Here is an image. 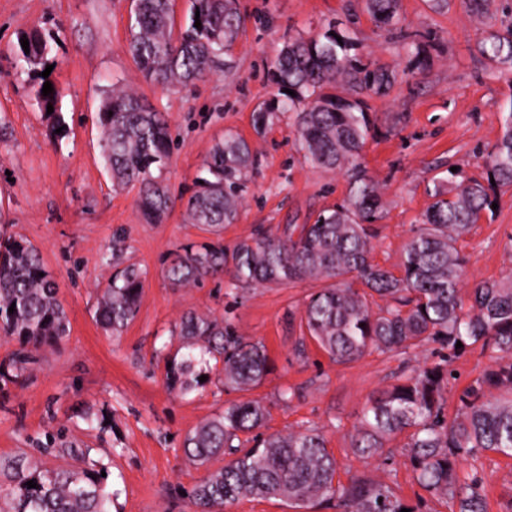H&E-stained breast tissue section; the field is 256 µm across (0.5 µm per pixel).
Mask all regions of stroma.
Wrapping results in <instances>:
<instances>
[{"label":"stroma","instance_id":"stroma-1","mask_svg":"<svg viewBox=\"0 0 512 512\" xmlns=\"http://www.w3.org/2000/svg\"><path fill=\"white\" fill-rule=\"evenodd\" d=\"M237 6L245 27L229 71L163 89L145 82L127 51L131 0H0V228L40 249L71 322L59 344L32 350L19 382L0 387V455L23 451L56 468L66 458L40 455V448L88 446L110 465L118 492L112 512H189L184 493L206 470L186 460L185 436L249 397L269 411L264 433L320 426L339 474L394 484L420 512H448L416 483L404 436L387 446L395 457L389 468L350 452L368 399L395 381L406 356L372 349L339 364L314 341H302L300 316L319 282L269 284L235 296L224 288L228 275L176 288L166 270L188 246L218 243L229 251L260 232L279 235L287 225L314 223L345 198V174L305 161L293 115L260 134L250 124L254 109L275 91L268 68L284 41L315 34L331 20L350 23L362 52L398 73L387 96L369 101L375 128L360 159L384 201L373 224L372 257L397 270L430 203L432 178L454 166L465 177L482 178L512 112V69L491 65L479 52L490 34L512 29V0H493L482 16L469 0H448L442 11L430 0H401L394 32L375 26L364 0H237ZM35 29L55 40L49 80L66 123L59 140L50 137V121L31 97V74L17 64L23 35ZM401 30L428 36L426 69L397 53ZM115 83L143 95L167 119L175 145L164 176L174 193L191 194L203 159L226 130L248 141L258 169L235 223L211 234L188 223L179 202L162 223L150 224L136 191L113 187L97 112L103 90ZM117 240L124 263L147 275L135 320L115 338L96 324L93 304L112 274ZM460 246L465 286L512 273V188L499 191L492 218L475 224ZM191 309L227 318L239 335L265 345L271 372L259 387L242 394L211 381L184 397L167 389L164 357L179 346L170 330ZM488 363L476 349L452 360L449 408ZM285 389L294 396L283 403L278 395ZM87 411L99 423H86ZM477 467L486 512H512V459L488 453Z\"/></svg>","mask_w":512,"mask_h":512}]
</instances>
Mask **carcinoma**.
Returning a JSON list of instances; mask_svg holds the SVG:
<instances>
[{
  "label": "carcinoma",
  "instance_id": "1",
  "mask_svg": "<svg viewBox=\"0 0 512 512\" xmlns=\"http://www.w3.org/2000/svg\"><path fill=\"white\" fill-rule=\"evenodd\" d=\"M400 9V0H366L367 13L386 30L399 23ZM244 23L236 0H192L188 22L176 32L173 0H133L127 51L149 84L176 88L203 82L223 71L224 55ZM27 39L29 53L22 54V61L36 74L52 45L37 30ZM401 42L417 68H425L423 35L405 34ZM481 52L491 63L512 66V33L491 35ZM269 75L276 93L252 112L253 129L262 133L285 113H294L304 159L345 172L347 197L312 224H290L280 236L260 233L243 239L229 254L220 244L191 247L167 276L183 287L224 273L230 262L232 292L308 279L325 282L310 296L301 326L337 363L353 362L370 349L406 355L433 342L448 350L438 361L407 367L394 384L371 396L350 448L357 457L390 465L386 445L405 433L404 450L423 490L449 512H485L481 480L463 471L462 463L486 452L512 458V274L475 283L473 303L464 310V258L457 244L493 212L497 189L512 187V114L490 153L485 177L457 185L459 173L452 172L432 180L431 203L404 248L397 276L370 260L371 224L382 200L358 163L374 127L365 97L386 95L395 71L359 52L349 29L330 23L315 36L286 42ZM45 82L39 76L30 88L44 111L57 106L56 93L42 94ZM97 121L113 185L137 189L136 203L147 222H162L176 202L162 177L173 151L162 113L136 93L112 87L103 93ZM253 169L248 142L227 131L204 158L202 175L186 201L190 223L215 235L233 223ZM113 251L115 271L94 308L96 321L118 337L138 313L146 271L134 264L120 267V248ZM373 294L388 305L373 311L368 303ZM69 333L67 312L40 250L24 238L1 233L0 337L38 348L57 344ZM171 334L185 349L165 358V380L172 391L190 393L202 385L199 377L208 367L220 369L224 389L238 392L258 387L270 374L265 345L238 335L222 318L190 310ZM476 345L489 354L490 364L450 415L445 399L449 363ZM27 365L22 351L0 361V381L17 382ZM266 419L263 402L244 400L187 434L183 450L191 464L205 466L225 457L224 466L208 472L187 493L192 512H226L246 497L286 500L298 509L334 501L340 512H418L388 484L355 475L345 484L337 482L336 458L320 427L303 424L286 434L257 433ZM57 452L76 466L48 469L22 454L0 457V512H112L117 492L102 476L108 466L93 458L90 448ZM30 480L37 486L28 487Z\"/></svg>",
  "mask_w": 512,
  "mask_h": 512
}]
</instances>
